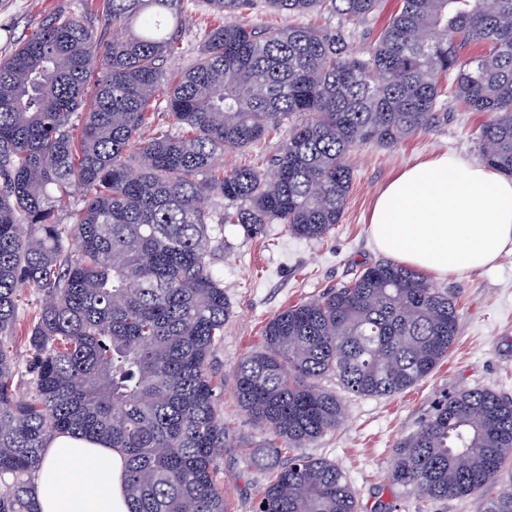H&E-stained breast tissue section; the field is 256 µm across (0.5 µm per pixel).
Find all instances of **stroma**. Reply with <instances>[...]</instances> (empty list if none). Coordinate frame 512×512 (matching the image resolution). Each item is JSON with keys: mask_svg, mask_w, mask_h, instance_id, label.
Returning <instances> with one entry per match:
<instances>
[{"mask_svg": "<svg viewBox=\"0 0 512 512\" xmlns=\"http://www.w3.org/2000/svg\"><path fill=\"white\" fill-rule=\"evenodd\" d=\"M99 0H0V58L9 54L34 25L49 16L94 17ZM183 50L164 68L177 76L194 65L216 17L204 0L190 4ZM484 117L453 106L448 120L391 149L366 146L353 153L354 181L340 224L324 239L303 240L284 225H266L255 237L234 226L224 228L220 261L224 293L232 313L213 370L225 385L221 395L229 446L217 461L231 512H254L270 473L250 461L264 446L268 430L244 415L230 385L236 364L264 348L267 322L288 306L318 298L350 282L360 270L381 260L368 236L367 218L383 186L400 170L434 153L448 152L480 161L478 129ZM432 287L456 295V340L437 368L414 387L389 397L344 394V416L333 432L307 443L302 455L323 458L348 477L360 512H483L512 482L500 479L465 499L422 501L407 487L391 484L387 472L397 441L413 432L444 396L461 388H487L512 398V252L479 272H465Z\"/></svg>", "mask_w": 512, "mask_h": 512, "instance_id": "1", "label": "stroma"}]
</instances>
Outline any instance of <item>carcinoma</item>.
Returning a JSON list of instances; mask_svg holds the SVG:
<instances>
[{
  "instance_id": "obj_1",
  "label": "carcinoma",
  "mask_w": 512,
  "mask_h": 512,
  "mask_svg": "<svg viewBox=\"0 0 512 512\" xmlns=\"http://www.w3.org/2000/svg\"><path fill=\"white\" fill-rule=\"evenodd\" d=\"M206 3L224 23L174 79L163 62L181 52L189 0H102L101 31L58 16L0 58V512H38L32 479L58 431L122 455L129 512H228L211 368L231 314L217 266L224 225L327 237L351 192L350 154L437 127L450 100L487 116L482 160L512 176V0H399L361 56L343 26L267 28L242 15L261 3L360 21L381 0ZM158 94L165 128L153 127ZM285 125L269 162L218 165ZM27 293L40 308L22 367ZM458 320L453 294L392 261L272 317L264 350L233 373L241 411L271 431L262 459L275 476L256 512H358L334 463H282V451L340 423L341 396L323 377L358 396L398 394L448 357ZM511 464L512 400L462 389L397 442L388 477L421 500L462 499ZM484 512H512V488Z\"/></svg>"
}]
</instances>
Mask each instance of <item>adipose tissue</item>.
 <instances>
[{"label":"adipose tissue","mask_w":512,"mask_h":512,"mask_svg":"<svg viewBox=\"0 0 512 512\" xmlns=\"http://www.w3.org/2000/svg\"><path fill=\"white\" fill-rule=\"evenodd\" d=\"M369 237L399 263L445 278L512 252V179L460 156L403 169L376 196ZM124 462L96 439L53 434L32 483L40 512H128Z\"/></svg>","instance_id":"1"}]
</instances>
